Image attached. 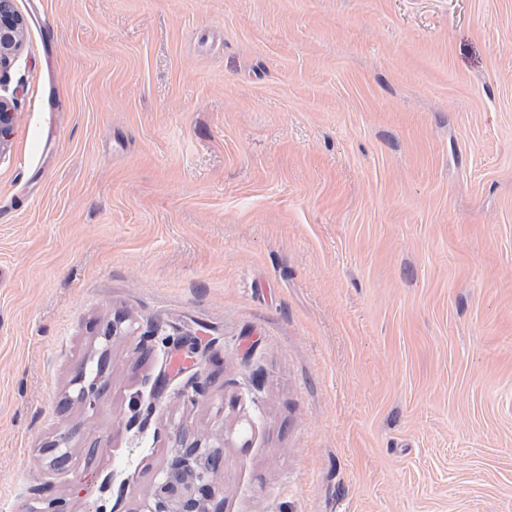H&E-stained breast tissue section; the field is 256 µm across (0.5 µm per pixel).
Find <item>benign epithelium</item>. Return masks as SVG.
<instances>
[{"label": "benign epithelium", "mask_w": 512, "mask_h": 512, "mask_svg": "<svg viewBox=\"0 0 512 512\" xmlns=\"http://www.w3.org/2000/svg\"><path fill=\"white\" fill-rule=\"evenodd\" d=\"M23 29V19L12 9L11 0H0V78L22 49ZM15 115V101L0 95V153L9 141ZM209 456L197 442L174 449L139 512H209L213 483L206 471Z\"/></svg>", "instance_id": "7a95c632"}]
</instances>
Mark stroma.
I'll return each instance as SVG.
<instances>
[{
	"label": "stroma",
	"instance_id": "stroma-1",
	"mask_svg": "<svg viewBox=\"0 0 512 512\" xmlns=\"http://www.w3.org/2000/svg\"><path fill=\"white\" fill-rule=\"evenodd\" d=\"M12 7L0 512H512V0ZM211 454L198 442L175 448L149 499L136 512H209L213 478L208 476L206 462Z\"/></svg>",
	"mask_w": 512,
	"mask_h": 512
}]
</instances>
